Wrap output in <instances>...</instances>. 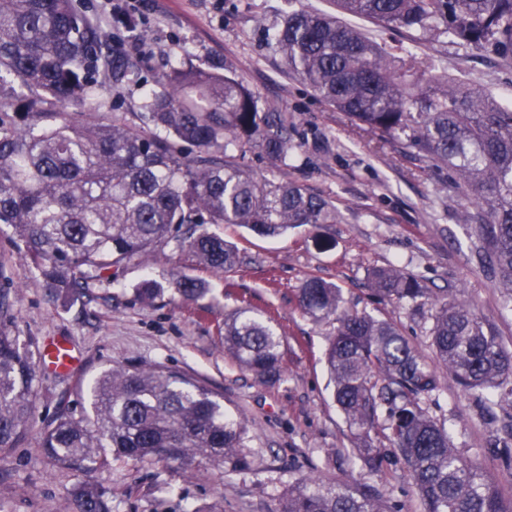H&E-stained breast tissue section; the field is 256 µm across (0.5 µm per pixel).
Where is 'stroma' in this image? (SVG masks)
Instances as JSON below:
<instances>
[{
  "mask_svg": "<svg viewBox=\"0 0 512 512\" xmlns=\"http://www.w3.org/2000/svg\"><path fill=\"white\" fill-rule=\"evenodd\" d=\"M83 2L110 45L137 58L138 67L120 88L99 87L98 108H75L77 120L136 123L146 92L175 63L231 70L262 105L286 114L293 144L287 165L254 152L246 153L242 164L257 177L297 182L334 204L341 219L276 238L213 224L210 232L240 250L242 263L234 273L190 266L166 247L150 267L133 263L117 281L89 282L65 307L52 301L24 252L12 245L10 228L0 229V290L13 295L8 314L13 334L24 343L61 336L83 354L73 377L37 369L28 439L0 453V512H65L70 490L87 478L111 487L114 512H184L215 502L224 512H276L288 487L309 476L379 493L390 512H424L409 473L383 437L375 439L383 457L379 470L368 471L353 458V435L333 401L324 363L336 323L304 315L298 293L310 276L335 283L349 310L394 324L433 359L429 310L381 301L369 290V270L396 264L432 294L465 299L512 350V311L503 308L464 221L470 201L443 191L446 173L401 145L380 143L289 73L273 45L274 32L289 13L333 11L332 0H127L126 14L135 23L131 30L110 13L106 0ZM414 49L449 77L512 100V65L494 55L435 36ZM176 271L205 280L208 296L183 303L168 295L153 305L136 299L134 289L145 273L163 281ZM238 307L277 318L286 352L284 382L260 383L225 355L218 331L225 312ZM157 363L205 382L223 395L228 412L247 418L248 469L152 460L66 471L38 448L40 431L58 408L89 407L79 392L102 370ZM427 408L445 424L461 455L485 470L501 500L512 502V470L498 459L500 448L512 440V405L479 399L445 372Z\"/></svg>",
  "mask_w": 512,
  "mask_h": 512,
  "instance_id": "obj_1",
  "label": "stroma"
}]
</instances>
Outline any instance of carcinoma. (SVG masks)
Returning a JSON list of instances; mask_svg holds the SVG:
<instances>
[{
    "label": "carcinoma",
    "instance_id": "cac0c4a2",
    "mask_svg": "<svg viewBox=\"0 0 512 512\" xmlns=\"http://www.w3.org/2000/svg\"><path fill=\"white\" fill-rule=\"evenodd\" d=\"M339 12L372 19L421 39L430 34L512 61V0H334ZM274 42L289 72L327 104L383 143L399 144L445 168L449 185L472 200L482 261L512 310V107L485 87L435 72L315 11L288 15ZM136 63L108 50L75 0H0V224L13 231L59 305L90 280L114 281L134 261L169 247L191 262L230 273L240 251L209 232L238 224L261 237L302 225L335 224L336 206L292 181L259 179L228 154L256 148L287 163L283 113L262 109L232 72L176 65L146 94L143 133L125 122L79 123L70 105L94 103L106 80L119 87ZM27 90L23 100L13 83ZM381 300L429 305L437 362L466 392L508 388L512 351L491 324L455 297L430 298L416 277L390 265L371 270ZM209 294L204 280L177 273L145 277L137 298L153 304ZM302 312L336 320L325 352L333 399L354 431L353 453L376 469L379 430L411 475L425 512H512L483 470L465 460L425 407L439 372L393 324L343 306L340 288L310 276ZM224 352L259 381L285 377L284 336L270 316L239 308L224 315ZM31 347L0 327V451L26 441L35 408ZM91 412L57 410L40 448L58 467L89 469L126 461L208 460L248 467L245 417L224 412L223 397L164 365L116 364L94 379ZM75 512H112V489L90 479L71 491ZM276 512H384L377 496L309 477L288 488Z\"/></svg>",
    "mask_w": 512,
    "mask_h": 512
}]
</instances>
